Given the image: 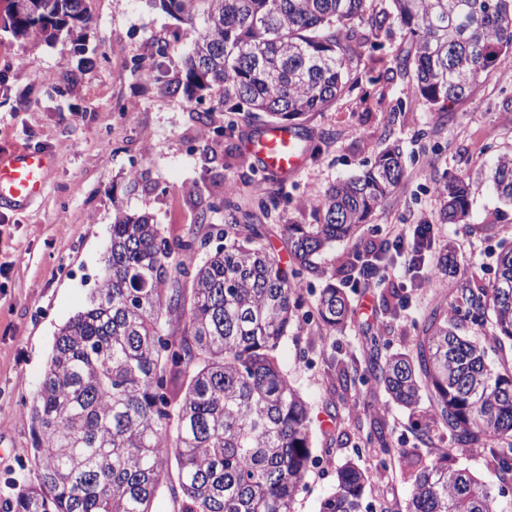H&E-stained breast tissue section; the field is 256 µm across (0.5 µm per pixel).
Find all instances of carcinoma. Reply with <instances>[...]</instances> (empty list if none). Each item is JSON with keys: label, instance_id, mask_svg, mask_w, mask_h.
<instances>
[{"label": "carcinoma", "instance_id": "1", "mask_svg": "<svg viewBox=\"0 0 512 512\" xmlns=\"http://www.w3.org/2000/svg\"><path fill=\"white\" fill-rule=\"evenodd\" d=\"M84 0H40L20 12L5 0L4 28L37 47L87 25ZM415 41L399 65L412 70L432 104L458 101L484 73L512 63V0H393ZM188 24L192 50L183 87L201 104L296 120L329 106L352 70L366 0H155ZM403 177L398 146L319 200L323 223L286 225L291 269L259 244L261 228L240 225L235 185L220 206L230 221L203 234L223 244L194 262L200 236L169 241L149 213L119 212L91 305L59 329L25 409L34 480L0 501V512H152L170 461L177 512H293L315 464L311 407L288 380L277 350L316 324L350 319L342 289H321L303 310L302 292L325 274L317 257L353 235ZM490 181L512 204V154L497 157ZM444 216L469 212L468 184L442 186ZM192 274L190 291L181 277ZM492 312L496 341L512 342V248L486 288L463 282L455 302L424 324L417 358L380 356L367 370L396 404L415 410L428 392L434 420L456 448H486L512 474V372L487 363V349L457 333L458 314ZM406 512H503L498 497L448 456L412 462ZM363 472L347 462L319 512H363Z\"/></svg>", "mask_w": 512, "mask_h": 512}]
</instances>
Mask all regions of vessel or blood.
Returning <instances> with one entry per match:
<instances>
[{"instance_id": "1", "label": "vessel or blood", "mask_w": 512, "mask_h": 512, "mask_svg": "<svg viewBox=\"0 0 512 512\" xmlns=\"http://www.w3.org/2000/svg\"><path fill=\"white\" fill-rule=\"evenodd\" d=\"M264 167L280 175H292L304 164V148L296 127L279 123L267 127L248 144ZM51 158L42 152L20 151L0 157V199L27 203L41 192Z\"/></svg>"}]
</instances>
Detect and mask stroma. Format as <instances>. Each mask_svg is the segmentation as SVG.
I'll use <instances>...</instances> for the list:
<instances>
[{
	"instance_id": "obj_1",
	"label": "stroma",
	"mask_w": 512,
	"mask_h": 512,
	"mask_svg": "<svg viewBox=\"0 0 512 512\" xmlns=\"http://www.w3.org/2000/svg\"><path fill=\"white\" fill-rule=\"evenodd\" d=\"M90 21L80 35L31 48L0 27V156L26 149L48 153L52 165L41 194L17 205L0 200V496L9 482L25 484L34 463L25 454L31 400L59 328L89 305L98 284L117 211L154 215L163 236L176 240L189 227L225 223L217 203L235 183L238 220L264 229L266 248L289 264L282 235L287 224H319L315 204L333 184L358 174L386 146L399 145L404 177L350 238L320 257L343 288L352 314L340 331L304 328L289 337L278 357L292 385L311 406L316 465L296 497L293 512H318L333 492L336 471L356 463L368 475L364 512H405L413 477L406 455L432 462L450 448L447 431L432 427L421 444L409 411L390 402L375 379L344 384L342 371L364 364L371 337L382 353L415 354L424 316L453 303L461 282L485 286L497 256L512 247V207L500 202L485 175L498 155L512 153V83L486 73L472 94L438 106L416 90L411 71L398 62L414 43L392 18L391 0H367L356 31L359 60L340 97L326 110L299 118L311 157L296 174L268 182L278 204L260 211L254 186L265 169L246 150L270 124L257 112H212L197 107L177 86L190 49L184 26L152 0H86ZM388 14L372 27V17ZM168 45L162 70L151 66L158 45ZM28 54L20 67L15 58ZM50 74L52 83L42 81ZM233 135H226L227 126ZM470 185V212L443 221L437 193L448 177ZM436 227L437 250H451L457 272L424 266L420 285L405 287L400 259L380 270L363 290L342 265L384 236L394 224ZM409 300L398 305L396 288ZM383 427L390 455L365 450L362 441Z\"/></svg>"
}]
</instances>
